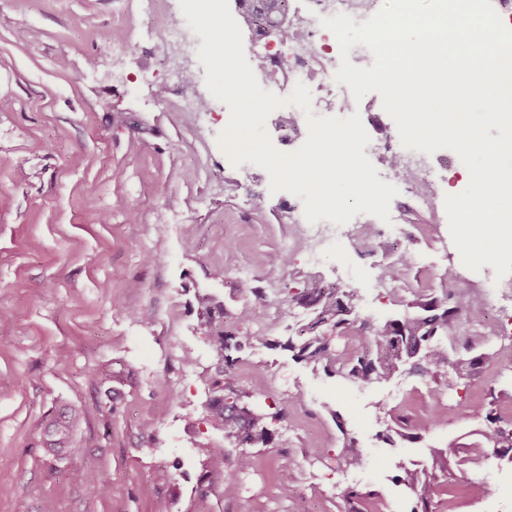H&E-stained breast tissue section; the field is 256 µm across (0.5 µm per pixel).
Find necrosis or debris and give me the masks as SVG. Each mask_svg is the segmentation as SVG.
<instances>
[{
  "instance_id": "necrosis-or-debris-1",
  "label": "necrosis or debris",
  "mask_w": 512,
  "mask_h": 512,
  "mask_svg": "<svg viewBox=\"0 0 512 512\" xmlns=\"http://www.w3.org/2000/svg\"><path fill=\"white\" fill-rule=\"evenodd\" d=\"M375 0H290L289 10L303 8L301 26L304 36L300 41H284L277 36L258 40V57L274 60L278 71L284 72L285 80L277 82L274 91L286 96L296 83H304L312 93L314 116H348L355 99L347 85L337 83L335 73L340 62V48L333 33L320 24L321 18L344 13L362 23L370 16ZM364 127L373 134L366 154L383 157L377 176L395 185L401 193L422 210L434 212L443 208V186L455 166V152L433 156L402 146H392L390 137L382 132L380 115L373 110L360 114ZM390 224L380 225L378 217L358 214L348 223L338 226L322 220L310 223L305 213L296 206L288 208V222L295 245L307 250V263L318 267L322 262V248L326 245L344 246L346 242L367 240L375 244L400 236L404 231L402 213L390 212Z\"/></svg>"
}]
</instances>
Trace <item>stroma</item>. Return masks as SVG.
Segmentation results:
<instances>
[{"label": "stroma", "mask_w": 512, "mask_h": 512, "mask_svg": "<svg viewBox=\"0 0 512 512\" xmlns=\"http://www.w3.org/2000/svg\"><path fill=\"white\" fill-rule=\"evenodd\" d=\"M124 7L0 0V512H411L405 468L448 447L447 474L425 490L436 512H512V458L485 440L487 421L464 417L481 402L512 428V364L487 321L458 317L448 334L450 359L479 366L436 381L399 369L398 403H382L385 382L362 387L258 342L292 335L296 295L317 288L354 291L358 314L380 320L411 292L440 294L446 267L478 288L497 284L495 270L462 263L446 214L396 197L400 241L334 248L310 271L268 173L220 149L230 109L198 57L180 71L166 46L126 37ZM108 75L120 91L103 92ZM275 251L287 265L270 264ZM402 257L405 279L380 285ZM206 306L252 337L239 383L278 415L246 469L207 417L223 363ZM69 411L70 445L50 451L42 424ZM213 445L223 461L205 454Z\"/></svg>", "instance_id": "35a3bbf8"}]
</instances>
